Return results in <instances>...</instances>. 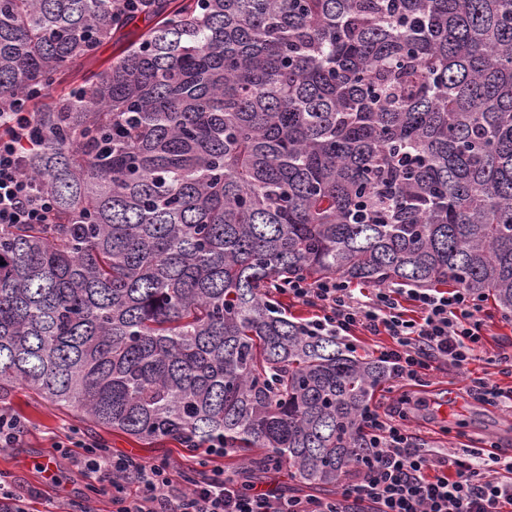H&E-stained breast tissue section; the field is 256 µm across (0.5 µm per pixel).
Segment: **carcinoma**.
Returning <instances> with one entry per match:
<instances>
[{"label": "carcinoma", "instance_id": "1", "mask_svg": "<svg viewBox=\"0 0 512 512\" xmlns=\"http://www.w3.org/2000/svg\"><path fill=\"white\" fill-rule=\"evenodd\" d=\"M127 3L0 0V113H35L23 175L55 211L0 226V401L365 512L343 485L390 370L267 288L449 283L512 314V0ZM148 25V23L139 22L138 27L127 29L122 33L123 35L118 34L114 40H112V43L103 46L95 57L88 58L82 62L80 66L81 73L97 70L98 68L106 65L112 60V58L119 55L121 50L128 44V42L135 39ZM81 73L74 71L64 75L60 81V84L56 86V93L59 94L66 90L73 77L75 75H80Z\"/></svg>", "mask_w": 512, "mask_h": 512}]
</instances>
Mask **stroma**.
Listing matches in <instances>:
<instances>
[{"label": "stroma", "instance_id": "1", "mask_svg": "<svg viewBox=\"0 0 512 512\" xmlns=\"http://www.w3.org/2000/svg\"><path fill=\"white\" fill-rule=\"evenodd\" d=\"M483 309L487 315L483 356L471 370L475 376L512 390V368L496 361L500 353L512 352V321L491 303H484ZM465 385L464 378L442 365L431 371L422 385L408 387L406 392L423 405L411 417L409 433L435 450L460 453L491 442L512 448V408L484 402L467 392ZM0 405L25 423L21 443L0 449V474L6 475L15 493L24 498L29 512H73L84 502L89 512H113L111 493L90 491L87 479L74 467V459L83 451L65 447L70 435L88 443H104L113 454L143 462L166 459L178 470L190 465L176 443L150 448L119 431L86 429L73 412L34 399L21 388L12 391ZM41 457L52 462L53 475L37 469L36 461Z\"/></svg>", "mask_w": 512, "mask_h": 512}]
</instances>
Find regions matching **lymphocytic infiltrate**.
<instances>
[{"label":"lymphocytic infiltrate","instance_id":"obj_1","mask_svg":"<svg viewBox=\"0 0 512 512\" xmlns=\"http://www.w3.org/2000/svg\"><path fill=\"white\" fill-rule=\"evenodd\" d=\"M34 130L23 107L0 114V225L47 224L53 217L51 199L36 194L22 175L20 146L33 140ZM273 291L314 308L311 331L345 339L364 331L389 336L391 345L378 357L401 387L422 382L438 363L470 375L482 351L483 307L462 288L377 287L360 298L336 278H294ZM410 403L404 394L389 411L364 409L374 445L363 475L347 492L371 502L375 512H512V455L460 456L415 446L407 428ZM76 466L94 483L121 477L136 486L135 496H113L115 512H334L325 503L242 488L236 475L223 471L185 489L170 463L115 456L94 443Z\"/></svg>","mask_w":512,"mask_h":512}]
</instances>
